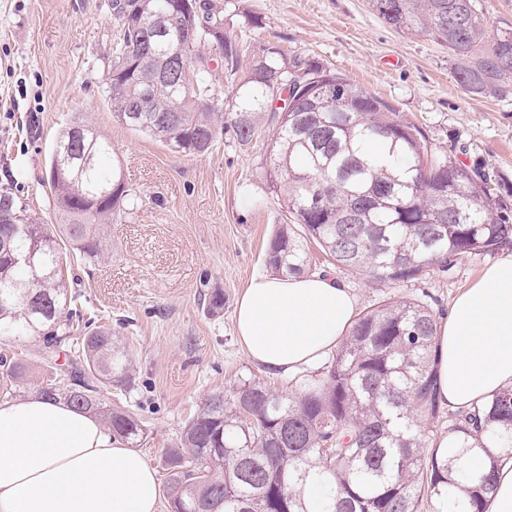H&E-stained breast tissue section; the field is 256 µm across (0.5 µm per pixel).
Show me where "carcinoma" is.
<instances>
[{
  "instance_id": "1",
  "label": "carcinoma",
  "mask_w": 512,
  "mask_h": 512,
  "mask_svg": "<svg viewBox=\"0 0 512 512\" xmlns=\"http://www.w3.org/2000/svg\"><path fill=\"white\" fill-rule=\"evenodd\" d=\"M185 1L198 6L188 18L198 30L192 41L178 21ZM369 4L390 27L447 45L462 60L457 80L473 92L498 91L512 72V31L488 35L477 0ZM115 7L107 96L127 127L174 152L202 155L228 132L251 143L262 115L272 114L269 174L290 218L275 225L267 270L310 272L313 243L334 268L385 286L512 246V216L487 177L431 154L415 126L319 62L290 60L275 44L255 49L227 32L221 0ZM206 47L218 50L235 81L228 104L200 67ZM175 52L189 67L188 85L165 75ZM301 63L333 92L290 96L275 107L265 77ZM110 154L112 144L81 115L62 127L40 178L54 225L13 192H0V215L15 220L0 223V335L41 336L64 354L70 374L50 367L38 394L67 399L137 447L146 438L140 419L101 399L114 385L132 391L133 353L110 327L73 320L61 265L60 234L94 264L97 227L134 208L120 160L109 171L102 166ZM437 323L421 299L385 298L357 316L318 374L298 376L294 392L248 379L228 397L208 396L162 453L168 512H416L423 499L485 512L500 464L512 460V386L470 409L444 411L433 369ZM26 375L24 359L1 354L0 396L14 397ZM424 417L447 429L427 435ZM475 456L486 459L484 469L470 467ZM316 487L326 489L317 506L308 497Z\"/></svg>"
}]
</instances>
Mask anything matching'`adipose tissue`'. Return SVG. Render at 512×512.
<instances>
[{"label": "adipose tissue", "mask_w": 512, "mask_h": 512, "mask_svg": "<svg viewBox=\"0 0 512 512\" xmlns=\"http://www.w3.org/2000/svg\"><path fill=\"white\" fill-rule=\"evenodd\" d=\"M356 299L336 277L253 276L235 329L252 360L289 374L335 351ZM443 404L467 408L512 385V253L453 302L437 325ZM154 469L99 419L64 400L0 402V512H158Z\"/></svg>", "instance_id": "obj_1"}]
</instances>
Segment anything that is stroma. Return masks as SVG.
Returning a JSON list of instances; mask_svg holds the SVG:
<instances>
[{
	"instance_id": "obj_1",
	"label": "stroma",
	"mask_w": 512,
	"mask_h": 512,
	"mask_svg": "<svg viewBox=\"0 0 512 512\" xmlns=\"http://www.w3.org/2000/svg\"><path fill=\"white\" fill-rule=\"evenodd\" d=\"M227 32L279 44L310 58L392 107L417 127L432 154L484 169L512 210V72L501 89L476 94L455 77L458 60L424 34L395 30L369 0H229ZM112 0H0V190L48 215L38 182L60 129L74 113L111 141L138 206L103 231L93 273L80 262L69 292L85 316L110 324L134 350L136 388L107 399L136 413L148 434L141 444L158 477L201 400L247 379L289 391L282 376L249 359L234 329L236 301L263 256L286 207L268 174L271 127L247 146L232 139L187 157L117 120L106 93ZM498 253L467 255L447 273L386 288L368 276L337 272L364 311L381 298H419L447 315ZM224 296L213 314L205 299ZM22 354L30 369L21 395L34 393L55 357L38 336H0L1 351Z\"/></svg>"
}]
</instances>
